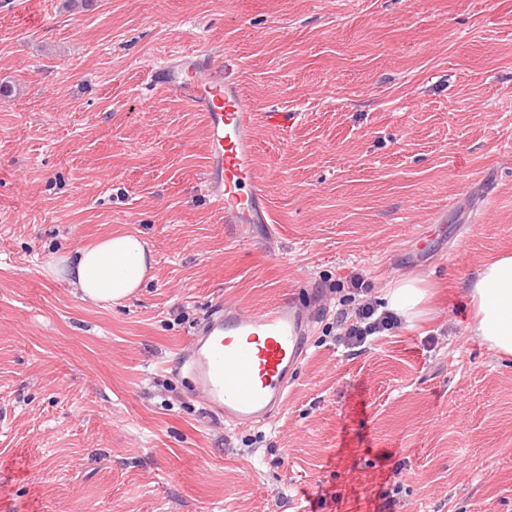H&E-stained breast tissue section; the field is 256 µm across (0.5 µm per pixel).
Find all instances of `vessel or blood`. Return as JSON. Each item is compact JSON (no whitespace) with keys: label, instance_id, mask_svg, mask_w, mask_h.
Listing matches in <instances>:
<instances>
[{"label":"vessel or blood","instance_id":"b4317fda","mask_svg":"<svg viewBox=\"0 0 512 512\" xmlns=\"http://www.w3.org/2000/svg\"><path fill=\"white\" fill-rule=\"evenodd\" d=\"M153 77L204 115L205 185L225 223L241 229L271 224L265 182L254 164L253 130L261 119L288 126L291 115H258L238 81L217 75L202 52L171 56ZM308 328L305 309L293 301L263 310L219 305L192 338L183 365L210 412L240 428L258 426L283 402L306 356Z\"/></svg>","mask_w":512,"mask_h":512}]
</instances>
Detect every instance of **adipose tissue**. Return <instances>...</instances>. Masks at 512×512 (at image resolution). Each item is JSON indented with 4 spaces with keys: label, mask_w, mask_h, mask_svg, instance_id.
I'll list each match as a JSON object with an SVG mask.
<instances>
[{
    "label": "adipose tissue",
    "mask_w": 512,
    "mask_h": 512,
    "mask_svg": "<svg viewBox=\"0 0 512 512\" xmlns=\"http://www.w3.org/2000/svg\"><path fill=\"white\" fill-rule=\"evenodd\" d=\"M83 301L116 303L131 295L147 276L150 264L145 243L125 234L103 238L62 258ZM468 297L475 314L470 329L489 349L512 357V255L481 266L472 278ZM427 292L421 280L399 279L386 288L381 307L411 322L424 312Z\"/></svg>",
    "instance_id": "ef3b65f1"
}]
</instances>
